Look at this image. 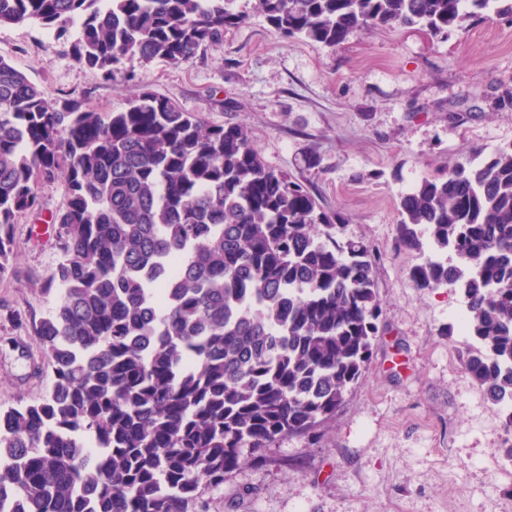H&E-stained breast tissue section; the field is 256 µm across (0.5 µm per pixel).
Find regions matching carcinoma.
I'll list each match as a JSON object with an SVG mask.
<instances>
[{
    "label": "carcinoma",
    "instance_id": "carcinoma-1",
    "mask_svg": "<svg viewBox=\"0 0 512 512\" xmlns=\"http://www.w3.org/2000/svg\"><path fill=\"white\" fill-rule=\"evenodd\" d=\"M236 0H0V24L79 25L72 54L109 79L127 57L181 65L244 20ZM502 0H256L278 35L326 47L358 29L464 32ZM62 180L57 307L33 323L54 382L0 409L11 512H186L275 442L329 422L383 314L372 249L269 168L242 125H210L146 87L120 112L58 108L0 58V277L13 227ZM396 244L431 255L423 289L459 288L464 363L512 407V143L400 196Z\"/></svg>",
    "mask_w": 512,
    "mask_h": 512
}]
</instances>
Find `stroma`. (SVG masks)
I'll return each mask as SVG.
<instances>
[{
    "instance_id": "stroma-1",
    "label": "stroma",
    "mask_w": 512,
    "mask_h": 512,
    "mask_svg": "<svg viewBox=\"0 0 512 512\" xmlns=\"http://www.w3.org/2000/svg\"><path fill=\"white\" fill-rule=\"evenodd\" d=\"M191 64L128 57L112 78L36 22L0 25V58L56 105L126 108L147 86L214 125H242L272 169L304 182L344 234L368 243L383 306L373 356L317 440H281L233 470L187 512H512V432L466 373L472 339L451 315L452 288L421 289L423 254L399 249V198L471 147L512 142V19L434 37L411 28L357 30L328 48L281 39L255 8ZM43 210L17 216L12 270L0 278V408L40 403L53 377L34 320L51 312L61 253Z\"/></svg>"
}]
</instances>
